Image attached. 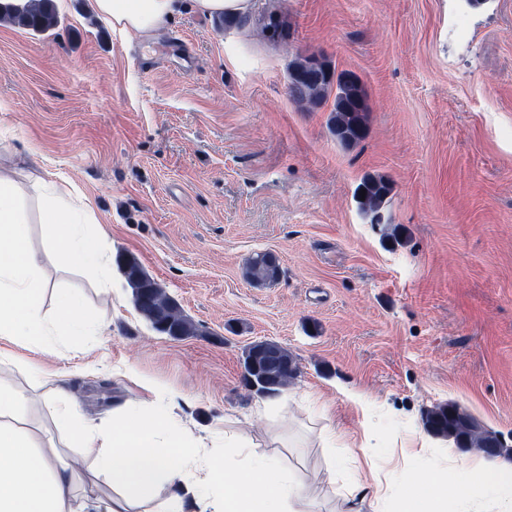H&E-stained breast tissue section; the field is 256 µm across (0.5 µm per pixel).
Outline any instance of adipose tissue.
Returning <instances> with one entry per match:
<instances>
[{
	"label": "adipose tissue",
	"instance_id": "obj_1",
	"mask_svg": "<svg viewBox=\"0 0 512 512\" xmlns=\"http://www.w3.org/2000/svg\"><path fill=\"white\" fill-rule=\"evenodd\" d=\"M113 28L143 34L159 29L186 10L206 16L239 17L253 0H94ZM40 237H33L20 182L0 168V340L37 346L56 356L62 338L93 339L104 324L84 316L77 294L58 295L52 316L42 312L43 257L67 258L104 276L108 262L100 243L101 224L90 223L81 203L52 183H42ZM32 394L0 379V512H131V502L157 504V512H312L317 487L296 481L272 456L252 451L243 465L226 461L191 442L186 430L158 412L131 413L122 423L99 427L63 390L53 395L54 420L70 445L89 460L71 463L53 442L27 424ZM343 512L362 498L371 512H464L490 500L497 512H512V461L472 460L461 478L445 472L414 476L395 494L389 479L344 483Z\"/></svg>",
	"mask_w": 512,
	"mask_h": 512
}]
</instances>
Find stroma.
I'll use <instances>...</instances> for the list:
<instances>
[{
	"mask_svg": "<svg viewBox=\"0 0 512 512\" xmlns=\"http://www.w3.org/2000/svg\"><path fill=\"white\" fill-rule=\"evenodd\" d=\"M39 33L0 22V146L26 174L73 189L104 224L107 253L134 256L196 326L152 330L120 270L100 282L45 258L54 290L81 293L106 329L51 360L10 345L0 377L29 390L41 367L104 425L117 407L165 405L214 456L238 437L323 486L369 436L387 468L422 436L408 471L461 474L473 449L428 433L455 403L512 446V0H258L226 21L186 12L142 37L113 31L93 0H55ZM288 31L273 39L263 16ZM316 56L353 73L368 133L341 145L333 96L294 99L289 67ZM387 178L388 225L355 193ZM259 252L274 282L249 283ZM271 340L297 373L263 397L244 380L245 348ZM335 430V441L322 440Z\"/></svg>",
	"mask_w": 512,
	"mask_h": 512,
	"instance_id": "stroma-1",
	"label": "stroma"
}]
</instances>
